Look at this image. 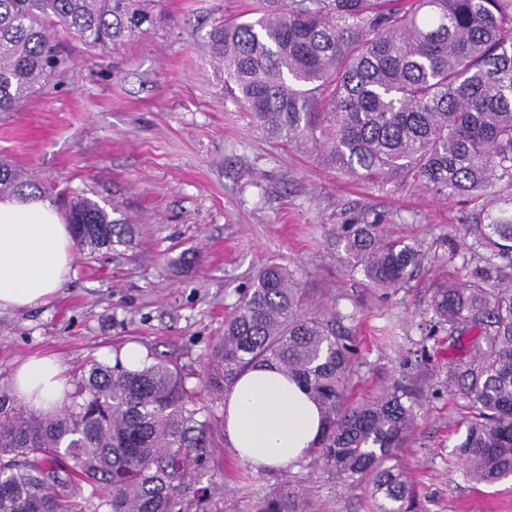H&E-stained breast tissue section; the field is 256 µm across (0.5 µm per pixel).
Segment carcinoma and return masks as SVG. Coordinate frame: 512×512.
<instances>
[{
	"label": "carcinoma",
	"instance_id": "cac0c4a2",
	"mask_svg": "<svg viewBox=\"0 0 512 512\" xmlns=\"http://www.w3.org/2000/svg\"><path fill=\"white\" fill-rule=\"evenodd\" d=\"M148 0H0V112H16L74 63L72 39L106 50L164 20ZM254 17L226 18L206 36L224 69V97L267 136L311 146L350 178L416 186L469 207L460 239L425 253L381 217L360 213L339 241L377 288L408 284L427 260L461 262L464 281L434 283L427 338L452 355L448 393L471 409L455 445L464 476H512V0H256ZM45 189L0 162V197ZM73 239L92 255L126 243L129 226L77 191L64 198ZM314 306L293 270L259 269L188 375L163 361L141 369L91 364L52 414L0 390V512H196L208 448L236 378L273 365L322 409L314 461L347 477L378 512H405L412 489L396 452L419 400L396 384L351 400L356 351L344 321ZM197 379L188 385V379ZM237 512H306L278 487Z\"/></svg>",
	"mask_w": 512,
	"mask_h": 512
}]
</instances>
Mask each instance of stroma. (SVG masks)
I'll return each instance as SVG.
<instances>
[{
  "label": "stroma",
  "instance_id": "stroma-1",
  "mask_svg": "<svg viewBox=\"0 0 512 512\" xmlns=\"http://www.w3.org/2000/svg\"><path fill=\"white\" fill-rule=\"evenodd\" d=\"M253 0H160L161 26L107 50L72 43L75 64L20 111L0 112V160L40 185L83 191L131 242L88 255L74 249L65 282L46 303L0 309V389L26 358L50 354L68 380L136 344L149 360L200 370L253 275L274 260L297 271L316 303L356 311V393L397 383L422 391L416 428L397 453L411 512H512V477L476 484L453 453L468 410L440 389L448 348L426 338L430 288L456 267L423 265L409 286L371 287L349 263L339 225L362 211L390 230L439 247L464 208L413 187L357 182L318 155L258 132L224 98L207 55L215 20ZM217 488L204 512L285 485L311 512H377L363 489L302 460L254 471L225 437L210 450Z\"/></svg>",
  "mask_w": 512,
  "mask_h": 512
}]
</instances>
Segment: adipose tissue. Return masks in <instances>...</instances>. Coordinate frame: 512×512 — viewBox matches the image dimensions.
Segmentation results:
<instances>
[{"label":"adipose tissue","mask_w":512,"mask_h":512,"mask_svg":"<svg viewBox=\"0 0 512 512\" xmlns=\"http://www.w3.org/2000/svg\"><path fill=\"white\" fill-rule=\"evenodd\" d=\"M74 240L58 210L39 198H0V308L46 302L69 272ZM11 389L27 407L53 412L69 390L49 356L28 358ZM322 430L321 412L292 379L272 366L243 372L224 398V436L258 470L305 459Z\"/></svg>","instance_id":"ef3b65f1"}]
</instances>
